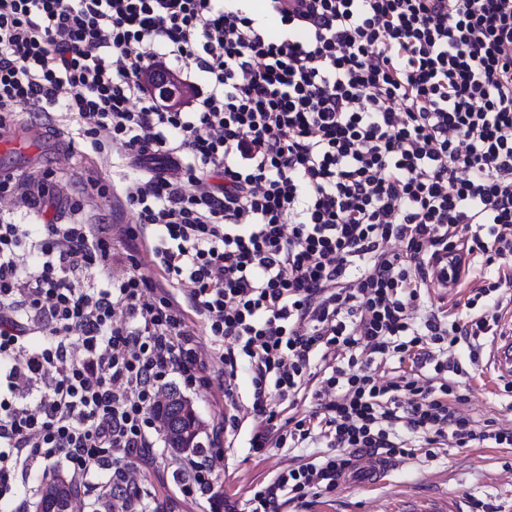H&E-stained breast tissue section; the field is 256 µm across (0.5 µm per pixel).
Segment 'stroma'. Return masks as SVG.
<instances>
[{
    "label": "stroma",
    "mask_w": 512,
    "mask_h": 512,
    "mask_svg": "<svg viewBox=\"0 0 512 512\" xmlns=\"http://www.w3.org/2000/svg\"><path fill=\"white\" fill-rule=\"evenodd\" d=\"M17 133L32 132L36 152L26 158L1 157L0 169L31 172L53 169L78 178L89 164L83 143H70L67 133H54L30 122L26 113L16 117ZM73 186L53 188L56 200L47 212L36 213L17 207L14 200L0 199V220L39 224L54 221L76 224L109 219L100 201L87 200L83 209L70 207ZM493 337H482L481 357L471 363L466 343L449 349L448 355L468 371L470 394L463 409L477 422L494 421L512 425V395L505 393L492 363ZM212 385L191 395L201 421L200 442H207L226 418L238 416L237 431L223 433L224 460L218 469V484L226 497L244 512L249 491L259 482H269L277 471L307 462V448H274L268 454H252L248 442L253 427L249 413V390L246 378H238L236 402L224 397V366L219 358L210 361ZM180 455L165 446H157L145 458H132L130 467L141 496L156 501L162 512H206L203 502L182 499L173 472ZM457 498L464 512H475V502L487 503V512H512V447L487 448L443 447L418 449L414 458L397 462L384 480L372 487H340L313 498L306 512H397L425 502Z\"/></svg>",
    "instance_id": "obj_1"
}]
</instances>
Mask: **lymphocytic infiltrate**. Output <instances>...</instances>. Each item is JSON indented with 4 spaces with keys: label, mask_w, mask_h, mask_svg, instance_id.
Here are the masks:
<instances>
[{
    "label": "lymphocytic infiltrate",
    "mask_w": 512,
    "mask_h": 512,
    "mask_svg": "<svg viewBox=\"0 0 512 512\" xmlns=\"http://www.w3.org/2000/svg\"><path fill=\"white\" fill-rule=\"evenodd\" d=\"M247 2L0 0V129L20 108L72 123L137 222L0 224V512H31L19 483L62 466L133 512L125 460L153 447L160 395L210 385L195 317L249 377L253 453L328 448L255 485L251 512H299L362 457L512 447L511 425L462 413L448 356L465 339L477 358L512 295V0ZM56 181L9 174L0 198L35 210ZM480 261L497 279L473 280ZM444 279L471 284L465 321L417 316ZM222 456L212 440L173 477L237 512Z\"/></svg>",
    "instance_id": "obj_1"
}]
</instances>
